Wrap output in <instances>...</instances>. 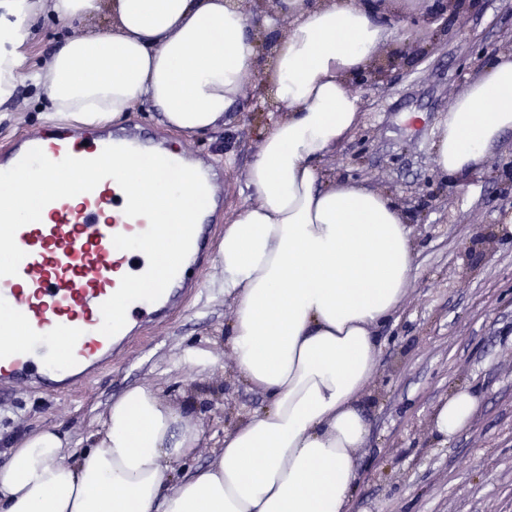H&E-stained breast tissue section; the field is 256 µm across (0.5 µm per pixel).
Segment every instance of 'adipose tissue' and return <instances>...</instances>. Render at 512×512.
I'll return each mask as SVG.
<instances>
[{
    "mask_svg": "<svg viewBox=\"0 0 512 512\" xmlns=\"http://www.w3.org/2000/svg\"><path fill=\"white\" fill-rule=\"evenodd\" d=\"M0 22V103L18 80L45 95L43 118L122 120L140 106L184 134L211 131L243 93L258 58L243 0H8ZM291 17L261 82L277 115L245 183L254 200L235 210L217 252L226 338L238 372L267 403L219 439L211 462L174 483V460L203 431L160 389L135 385L98 418L90 445L66 460L58 428L26 435L0 464V512H346L368 436L361 406L377 367L374 329L394 314L414 269L401 209L359 182L326 180L321 162L361 118L348 84L391 30L351 0H279ZM65 37L27 72L23 48L41 17ZM512 131V54H502L456 98L437 147L440 169H478ZM477 408L457 391L433 415L448 440Z\"/></svg>",
    "mask_w": 512,
    "mask_h": 512,
    "instance_id": "1",
    "label": "adipose tissue"
}]
</instances>
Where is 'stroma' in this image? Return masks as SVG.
<instances>
[{"mask_svg":"<svg viewBox=\"0 0 512 512\" xmlns=\"http://www.w3.org/2000/svg\"><path fill=\"white\" fill-rule=\"evenodd\" d=\"M394 40L381 56L387 82L358 89L359 126L325 158L328 177L367 184L406 215L415 268L394 316L381 325L375 376L365 389L369 432L357 453L359 482L348 512H512V133L486 152L478 172L440 171L436 142L454 99L500 54L512 50V0H401L383 16ZM38 92L19 83L0 105V147L43 129ZM271 104L244 89L222 128L188 136L148 107L125 124L200 154L221 177L224 219L248 203L245 174ZM209 260L199 290L167 320L137 332L126 352L75 396L21 388L0 405V464L10 440L46 426L66 433L70 453L87 445L95 418L133 385L158 387L188 406L204 438L178 472L207 465L212 436L231 429L264 398L241 379L224 338L232 309L214 288ZM188 347L211 351L204 368L183 365ZM468 386L479 404L448 442L432 431L435 408Z\"/></svg>","mask_w":512,"mask_h":512,"instance_id":"35a3bbf8","label":"stroma"}]
</instances>
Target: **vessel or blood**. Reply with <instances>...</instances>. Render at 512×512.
Returning <instances> with one entry per match:
<instances>
[{
  "instance_id": "obj_1",
  "label": "vessel or blood",
  "mask_w": 512,
  "mask_h": 512,
  "mask_svg": "<svg viewBox=\"0 0 512 512\" xmlns=\"http://www.w3.org/2000/svg\"><path fill=\"white\" fill-rule=\"evenodd\" d=\"M110 145L157 151L156 142L133 132L70 131L49 137L36 132L0 153V171L13 167L30 149L41 148L54 161L71 155L89 159ZM167 158L195 168L209 195L216 174L199 155L170 150ZM125 194L111 179L81 196L48 204L46 218L21 227L16 243L24 251L17 275L0 277V398L19 386L56 394H77L128 347L137 329L169 317L198 283L211 242L209 213L198 219L190 252L163 295L136 301L116 335L100 333V306L124 275L146 271L145 254L117 249L114 235L143 232L148 222L124 213Z\"/></svg>"
}]
</instances>
